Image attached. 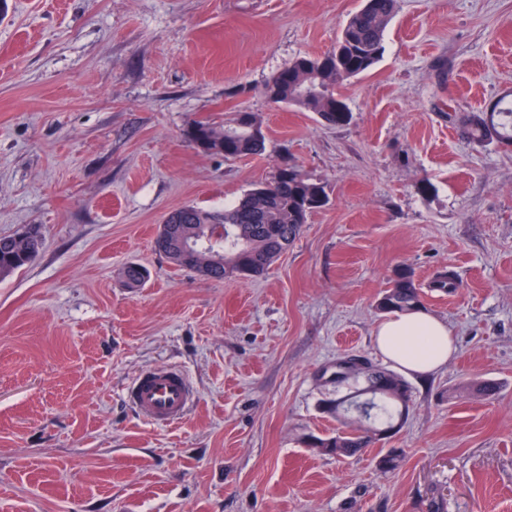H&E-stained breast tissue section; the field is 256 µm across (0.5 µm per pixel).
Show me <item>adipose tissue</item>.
<instances>
[{
	"mask_svg": "<svg viewBox=\"0 0 512 512\" xmlns=\"http://www.w3.org/2000/svg\"><path fill=\"white\" fill-rule=\"evenodd\" d=\"M374 343L399 370L421 377L446 365L454 352L447 324L422 309L382 320L374 331Z\"/></svg>",
	"mask_w": 512,
	"mask_h": 512,
	"instance_id": "1",
	"label": "adipose tissue"
}]
</instances>
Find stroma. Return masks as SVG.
Returning <instances> with one entry per match:
<instances>
[{
	"instance_id": "stroma-1",
	"label": "stroma",
	"mask_w": 512,
	"mask_h": 512,
	"mask_svg": "<svg viewBox=\"0 0 512 512\" xmlns=\"http://www.w3.org/2000/svg\"><path fill=\"white\" fill-rule=\"evenodd\" d=\"M361 0H8L0 15V235L45 245L0 282V512H512V146L452 113L512 99V0H398L385 52L340 85L352 120L271 103L265 84L328 52ZM253 112L266 151L224 159L184 132ZM285 162L327 187L287 254L215 281L156 253L165 214L212 212ZM146 267L126 287L128 264ZM454 357L409 377L393 438L354 458L303 444L337 427L336 360L389 367L375 301L398 265ZM186 371L171 426L125 398ZM500 383L491 399L448 389ZM405 454L381 470L387 449Z\"/></svg>"
}]
</instances>
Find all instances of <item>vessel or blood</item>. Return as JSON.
<instances>
[{
    "label": "vessel or blood",
    "instance_id": "vessel-or-blood-1",
    "mask_svg": "<svg viewBox=\"0 0 512 512\" xmlns=\"http://www.w3.org/2000/svg\"><path fill=\"white\" fill-rule=\"evenodd\" d=\"M127 395L143 418L161 426L182 420L193 401L186 375L172 367L142 372L128 387Z\"/></svg>",
    "mask_w": 512,
    "mask_h": 512
}]
</instances>
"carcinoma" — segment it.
I'll list each match as a JSON object with an SVG mask.
<instances>
[{
  "label": "carcinoma",
  "instance_id": "obj_1",
  "mask_svg": "<svg viewBox=\"0 0 512 512\" xmlns=\"http://www.w3.org/2000/svg\"><path fill=\"white\" fill-rule=\"evenodd\" d=\"M398 0H365V6L349 18L336 40V46L317 57H298L275 75L264 88L274 104L314 112L325 123L342 127L352 114L336 96V85L370 71L385 51L386 30L397 12ZM305 83L317 89L311 98H296L293 88ZM492 125L483 113L448 115L461 135L479 145H512V111L495 103ZM263 127L253 112H238L222 125L196 121L186 130L188 139L202 150L226 159L259 155L266 139L253 138L248 127ZM329 200L326 186L296 166L278 167L274 177L248 192L238 203L211 212L196 206H182L169 213L165 237L154 242L155 250L171 264L199 271L205 258H214L213 280L257 279L288 251L300 235L308 217ZM44 240L40 230L0 236V280L29 265L41 252ZM126 286L140 288L145 271L129 265L124 269ZM462 284L455 273L442 269L430 281L419 283L412 269L397 267L388 287L376 300L383 314L409 312L423 307L424 291L439 296L456 294ZM336 385L353 390L322 403L325 413L341 422L343 429L327 436L310 435L305 441L323 455L351 458L380 441V432L406 421L411 409V388L400 374L347 358L336 366ZM473 395L491 399L500 391L494 380L469 385Z\"/></svg>",
  "mask_w": 512,
  "mask_h": 512
}]
</instances>
